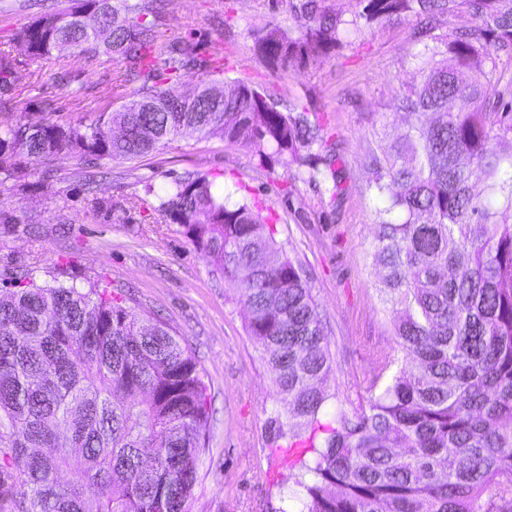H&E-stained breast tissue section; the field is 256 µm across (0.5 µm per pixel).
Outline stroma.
I'll return each mask as SVG.
<instances>
[{
	"mask_svg": "<svg viewBox=\"0 0 512 512\" xmlns=\"http://www.w3.org/2000/svg\"><path fill=\"white\" fill-rule=\"evenodd\" d=\"M170 33L207 52L224 27V75L260 87L286 106L309 105L324 135L337 143L343 191L338 202L304 182L297 165L259 166L251 148L215 138L183 136L135 160H107L88 193L76 158L32 160L24 189L0 193V209L18 216L0 224V287L13 270L36 277L57 268L90 277L121 293L135 312L160 318L195 357L207 386L208 451L189 499L190 512H301L304 491L286 448L273 443L268 419L281 403L274 377L248 334L238 293L216 274L183 225L154 211L152 185L164 193L178 179L201 173L233 200L258 201L286 255L303 270L333 358L325 383L329 413L353 412L373 387L394 373L384 358H400L391 304L376 283L371 253L380 205L368 149L382 144L397 115L393 100L416 79L415 18L374 27L299 69L277 71L253 54L250 30L270 23L297 26L288 0H164ZM37 9L27 0H0V49L23 56L15 28ZM57 56L31 64L32 78L12 93L17 116L35 117L41 99L55 103L54 120L92 122L119 110L106 87L119 65H81L71 86L57 85ZM54 180L40 178L44 167ZM111 200L97 208L94 198Z\"/></svg>",
	"mask_w": 512,
	"mask_h": 512,
	"instance_id": "stroma-1",
	"label": "stroma"
}]
</instances>
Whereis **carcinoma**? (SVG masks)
Wrapping results in <instances>:
<instances>
[{
  "label": "carcinoma",
  "mask_w": 512,
  "mask_h": 512,
  "mask_svg": "<svg viewBox=\"0 0 512 512\" xmlns=\"http://www.w3.org/2000/svg\"><path fill=\"white\" fill-rule=\"evenodd\" d=\"M160 0H61L20 27L27 58L0 52V112L31 77L30 63L70 49L56 82L78 64L122 63L112 94L136 88L118 112L90 124L36 119L0 126V189L26 185L28 160L72 155L94 167L136 159L186 135L253 148L259 164L289 156L302 179L341 196L337 146L310 109L240 79H220L224 33L197 52L163 37ZM351 19L326 0H289L297 29L250 32L274 70L303 67L343 40L414 17L418 80L397 99L407 126L367 154L382 207L374 225L379 288L396 306L401 366L353 415H320L332 369L311 289L274 237L262 208L230 204L205 175L152 185L154 210L186 229L249 312L284 414L271 438L303 448L304 512H512V0H360ZM473 24L435 33L457 13ZM201 81L176 96L166 81ZM469 105L453 111L451 104ZM0 293V469L18 474L17 512H189L206 454V385L164 323L98 283L39 284L28 269ZM72 478L64 480L62 474Z\"/></svg>",
  "instance_id": "1"
}]
</instances>
